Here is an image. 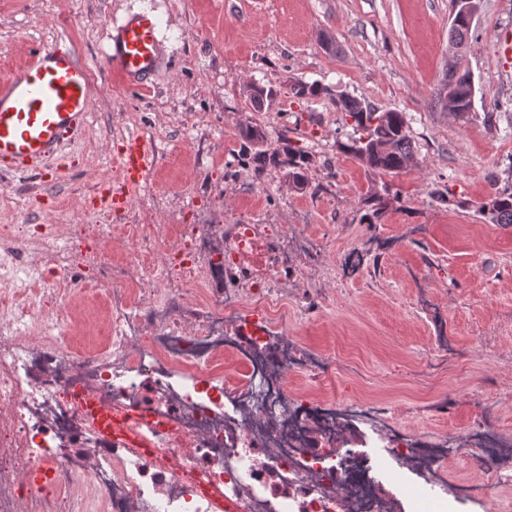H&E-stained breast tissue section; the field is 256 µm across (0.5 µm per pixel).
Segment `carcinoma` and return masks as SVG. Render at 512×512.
Instances as JSON below:
<instances>
[{"label":"carcinoma","mask_w":512,"mask_h":512,"mask_svg":"<svg viewBox=\"0 0 512 512\" xmlns=\"http://www.w3.org/2000/svg\"><path fill=\"white\" fill-rule=\"evenodd\" d=\"M460 0H451V12L455 25L450 28V40L455 43L453 55L464 52L471 32L467 19L461 15ZM450 91L455 98L456 117L467 116L474 105L475 87L470 71L458 68V63L448 67V76L435 91L438 104H443L442 92ZM296 100H310L331 95V92L318 83L296 81L290 87ZM278 92L272 87L256 85L247 97L258 108L272 105ZM336 107L347 117L352 134L347 140L336 141V150L357 159L365 171L375 177L397 174L407 169L414 148L412 137L404 113L396 111L379 112L346 94L334 98ZM244 154L241 161L251 168L255 180L265 181L271 172L279 169L288 177V185L304 192L310 188L308 172L315 165V157L307 149L296 146L283 129L277 138L276 147L267 146L268 133L261 124L246 125L239 130ZM398 201V192L383 181L373 185L361 199L357 213L358 223L378 224L384 218L390 205ZM476 214L488 224H512V165L490 182V192L477 207Z\"/></svg>","instance_id":"1"}]
</instances>
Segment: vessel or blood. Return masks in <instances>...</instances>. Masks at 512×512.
I'll list each match as a JSON object with an SVG mask.
<instances>
[{"instance_id": "obj_1", "label": "vessel or blood", "mask_w": 512, "mask_h": 512, "mask_svg": "<svg viewBox=\"0 0 512 512\" xmlns=\"http://www.w3.org/2000/svg\"><path fill=\"white\" fill-rule=\"evenodd\" d=\"M109 40L106 59L128 86H145L163 64L151 14H128L111 27ZM95 92L88 66L73 53L54 43L39 47L19 73L0 83V163L16 169L54 157L67 138L88 124ZM153 163L142 141L128 139L121 157L123 187L102 190L106 208L127 209L132 190L147 178Z\"/></svg>"}]
</instances>
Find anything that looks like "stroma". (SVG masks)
I'll use <instances>...</instances> for the list:
<instances>
[{
    "mask_svg": "<svg viewBox=\"0 0 512 512\" xmlns=\"http://www.w3.org/2000/svg\"><path fill=\"white\" fill-rule=\"evenodd\" d=\"M138 11L158 18L165 50L146 89L105 61L109 26ZM450 22L451 0H0V81L53 40L97 89L88 125L58 159L0 171V225L95 223L102 183L127 139L140 138L156 163L113 223L146 212L157 224L287 225L311 245L294 252L300 287L326 292L308 320L289 299L288 332L335 359L338 398H374L431 434L467 429L491 405L512 433V224L474 213L512 164V0H483L474 21L461 62L475 84L465 121L433 94ZM297 80L404 113L415 157L392 177L400 201L376 230L352 220L373 180L334 148L349 131L342 113L326 96L293 99ZM251 82L279 89L273 106L240 95ZM250 123L272 138L290 129L315 154L310 190L280 172L257 182L238 164V130ZM443 186L452 205L430 198Z\"/></svg>",
    "mask_w": 512,
    "mask_h": 512,
    "instance_id": "stroma-1",
    "label": "stroma"
}]
</instances>
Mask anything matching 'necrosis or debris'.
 Here are the masks:
<instances>
[{"mask_svg":"<svg viewBox=\"0 0 512 512\" xmlns=\"http://www.w3.org/2000/svg\"><path fill=\"white\" fill-rule=\"evenodd\" d=\"M56 233L0 226V251L35 247L51 276L0 285V512H400L369 438L453 501L512 512V436L490 417L428 436L327 392L335 363L273 313L302 277L287 226L75 224L66 247ZM104 236L129 262L95 250ZM81 298L107 313L87 347L71 334ZM86 395L132 426L150 420L148 447L104 435ZM42 464L52 486L30 478Z\"/></svg>","mask_w":512,"mask_h":512,"instance_id":"1","label":"necrosis or debris"}]
</instances>
